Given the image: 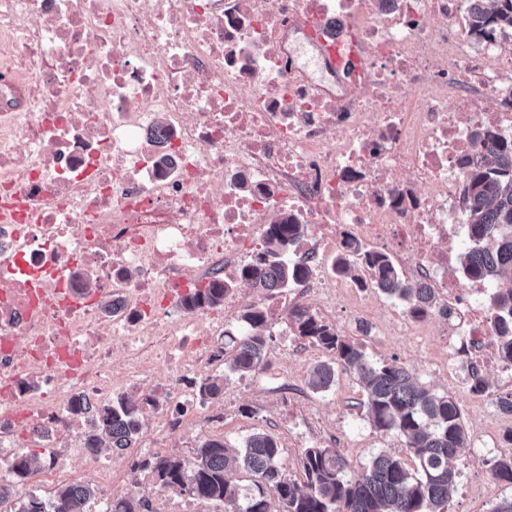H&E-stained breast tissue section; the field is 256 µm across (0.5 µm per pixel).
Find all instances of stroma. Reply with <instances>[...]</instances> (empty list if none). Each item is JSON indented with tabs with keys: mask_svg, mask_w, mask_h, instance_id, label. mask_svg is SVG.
<instances>
[{
	"mask_svg": "<svg viewBox=\"0 0 512 512\" xmlns=\"http://www.w3.org/2000/svg\"><path fill=\"white\" fill-rule=\"evenodd\" d=\"M267 354L262 368L245 378L227 375L223 362L204 369V376L224 379V391L211 401L204 430L171 431L156 427L143 431L139 445L159 453L191 459L206 439H221L242 447L258 431L273 435L282 450L280 462L286 477L304 484L301 455L304 448L340 437L342 455L353 469L368 464L379 451L404 454V443L394 434H381L369 423L361 403L365 394L355 377L337 372L336 384L325 393L311 391L307 384L310 368L325 359L319 347H309L304 356L294 355L300 345L296 336L280 335L269 327ZM437 325L424 336H368L366 353L372 361H393L406 367L417 381L437 393L452 395L462 409L464 422H471L476 409L495 414L494 398L500 390L496 375H489V388L481 395L456 389L448 382L447 369L438 367L432 349L438 344ZM504 447V434L492 431L482 440H469L465 460L459 463L458 491L447 512H488L489 507L512 496V488L498 481L489 465Z\"/></svg>",
	"mask_w": 512,
	"mask_h": 512,
	"instance_id": "1",
	"label": "stroma"
}]
</instances>
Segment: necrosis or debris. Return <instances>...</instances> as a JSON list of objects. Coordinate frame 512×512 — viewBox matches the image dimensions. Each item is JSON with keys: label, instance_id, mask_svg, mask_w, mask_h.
<instances>
[{"label": "necrosis or debris", "instance_id": "obj_1", "mask_svg": "<svg viewBox=\"0 0 512 512\" xmlns=\"http://www.w3.org/2000/svg\"><path fill=\"white\" fill-rule=\"evenodd\" d=\"M467 0H0V452L52 416L146 392L203 412V327L242 301L267 221L307 225L311 268L271 315L331 309L344 232L430 288L467 387L500 357L489 283L448 270L465 242L460 181L487 137L512 138V51L474 42ZM353 49L313 77L298 46ZM221 274L224 303L185 298ZM127 353L112 360L114 347ZM78 466H71L70 457ZM110 456L59 446L28 480L97 484Z\"/></svg>", "mask_w": 512, "mask_h": 512}]
</instances>
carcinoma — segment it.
Returning a JSON list of instances; mask_svg holds the SVG:
<instances>
[{"label": "carcinoma", "mask_w": 512, "mask_h": 512, "mask_svg": "<svg viewBox=\"0 0 512 512\" xmlns=\"http://www.w3.org/2000/svg\"><path fill=\"white\" fill-rule=\"evenodd\" d=\"M491 23L512 28V0H500L492 13L477 4L471 7L469 32H480ZM463 201L471 239L459 256L461 273L502 284L490 309L499 327L496 341L501 357L512 361V140L491 144L482 160L465 170ZM305 231V225L287 219L269 225L256 263L241 269V279L269 294L306 278L309 269L288 260ZM343 244L346 252L337 258V272L353 276L356 268L368 264L375 273L371 287L401 300L416 317L434 311L428 289L412 287L389 256L370 253L348 234ZM225 293L224 277L217 276L208 287L194 290L184 306L193 311L217 307L224 304ZM290 317L300 338L330 355L310 371L309 388L330 390L338 366L356 377L365 392L362 405L369 422L379 433L403 438L415 467L396 454L381 451L369 466L353 472L339 451L316 443L303 451L306 482L300 487L282 472L281 448L267 432L250 435L239 451L229 449L220 439H207L191 460L153 454L135 467L150 471L166 488L223 506L224 512H272L274 499L278 512H445L457 487L454 462L461 459L467 444L454 398L434 393L395 362L369 360L362 342L339 334L308 310H294ZM269 320L261 305L243 308V332L225 333L232 347L227 372L244 377L260 368ZM223 388L224 382L207 378L199 384V393L213 400ZM144 427L139 403L120 396L94 411L84 445L119 452L134 447ZM505 442L507 447L495 457L492 471L495 478L512 485V433L505 436ZM240 466L253 477V485L245 491L227 479L228 471ZM40 467L39 459L25 451L13 455L8 465L12 482H0V500L16 497L15 486ZM96 496L92 486L71 482L47 498L26 495L15 512H90ZM142 507V501L131 495L112 499V512H140Z\"/></svg>", "instance_id": "obj_1"}]
</instances>
